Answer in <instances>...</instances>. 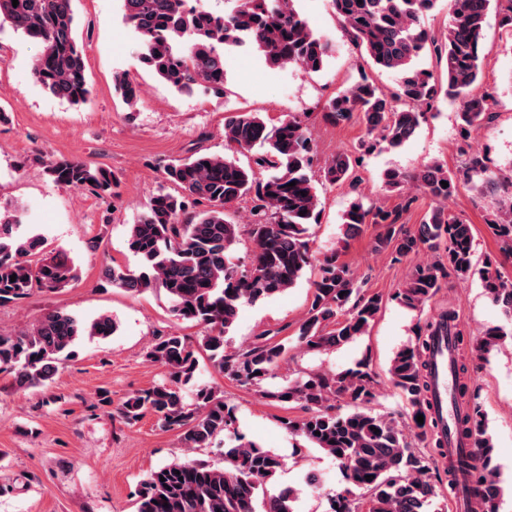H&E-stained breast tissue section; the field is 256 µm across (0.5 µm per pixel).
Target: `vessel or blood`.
I'll list each match as a JSON object with an SVG mask.
<instances>
[{
    "label": "vessel or blood",
    "instance_id": "obj_1",
    "mask_svg": "<svg viewBox=\"0 0 512 512\" xmlns=\"http://www.w3.org/2000/svg\"><path fill=\"white\" fill-rule=\"evenodd\" d=\"M456 324H449L438 336L431 339L428 376L431 382V409L428 417L437 423L444 433L447 452L450 458L464 457L475 459L477 450L469 440L459 438L454 430L455 415L448 408L450 383L452 378V353L454 348Z\"/></svg>",
    "mask_w": 512,
    "mask_h": 512
}]
</instances>
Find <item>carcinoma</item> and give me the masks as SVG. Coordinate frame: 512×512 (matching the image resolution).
<instances>
[{
	"instance_id": "1",
	"label": "carcinoma",
	"mask_w": 512,
	"mask_h": 512,
	"mask_svg": "<svg viewBox=\"0 0 512 512\" xmlns=\"http://www.w3.org/2000/svg\"><path fill=\"white\" fill-rule=\"evenodd\" d=\"M189 2L122 0L123 20L141 42L142 64L179 93L202 86L214 95L224 94L228 47L254 45L274 67L294 64L310 72L320 71L329 56V44L295 9L294 0H234L229 12L217 15ZM435 4L436 0H332L354 44L374 65L398 75L393 94L363 78L326 101L325 122L340 125L356 118L365 126L369 139L361 147L366 152L379 140L391 148L409 141L424 119L422 108L433 107L442 96L458 102L457 126L464 140L493 118L492 96L477 91L488 65L485 31L494 8L500 26L512 30V0H452L441 40L421 25L422 16ZM4 23L41 44L32 66L38 85L72 105L90 100L73 0H18L16 6L12 0H0V25ZM426 49L444 63L443 77L416 65ZM113 85L129 107L137 104L140 86L129 74H115ZM224 147L233 154L254 153L255 167L246 169L232 157L207 152L167 166L165 179L179 194L153 195L129 231L128 249L142 260V267L135 271L116 264L105 269V279L128 293L164 289L176 319L206 329L198 342L178 332L157 338L146 358L167 370L168 381L127 397L116 408L117 416L133 425L152 412L162 428L179 433L182 447L189 451L208 448L216 436L231 431L234 408L225 404L221 393L200 387L190 403L182 394V387L194 377L202 349L224 377L264 399L297 403L309 411L282 425L288 434L324 451L345 473L348 485L328 494L329 502L338 504L331 512H447L442 477H448L452 487L463 471L476 483L475 508L499 512L501 487L479 407L469 406L457 416V431L479 448L477 458L446 465L442 475L435 456L443 455V433L419 423L424 449L413 448L399 422L372 407L374 380L365 363L336 373H308L269 390L263 382L288 356V341L265 332L242 351H226L224 335L243 304L282 294L302 278L312 259L310 226L320 213V199L311 131L301 117L290 115L270 124L258 113L234 112L224 121ZM461 152L467 158L457 172L436 161L412 176L385 172L387 190L402 191L411 181L436 201L417 229L400 223L415 201L406 195L391 210L351 203L343 216L344 236L348 240L361 225L372 222L384 226L377 250L390 247L398 257L423 249L438 253L437 260L416 266L395 294L404 307L424 308L452 273L476 275L490 300L512 322V278L503 266V260L512 258V195L499 203L487 223L500 242V255L480 261L475 260L472 225L448 209L459 182L512 188V175L495 173L480 155L464 148ZM357 164V158L339 153L321 167L320 178L332 185L343 183ZM45 172L59 185L100 197L117 195V177L104 166L58 158L48 162ZM292 181L296 185H290ZM443 181L448 187H442ZM247 197L254 202L249 225L254 249L250 268L242 270L230 254L238 226L227 219L226 209ZM21 226L18 209L0 206V306L36 290L55 292L77 279L67 255L43 254V239L22 234ZM12 275L16 279H10ZM382 306L383 296L358 285L338 253L326 255L312 281V300L297 328V344L309 352L345 345L367 334ZM457 319L451 308L440 312L426 322L415 343L397 351L390 361V380L405 396L414 418L428 417L431 406L428 338ZM115 331L108 315L85 322L65 311H48L27 330L0 332V373L10 374L17 389L45 386L58 364L73 356L79 337L106 338ZM505 336L503 328L488 327L476 342L467 344L463 332H456L455 399L468 394L463 381L467 356L485 357ZM341 397L350 401V412H336V399ZM280 468L273 452L236 435L224 444L220 468L186 458L150 471L137 491L136 512H297L296 489L269 490Z\"/></svg>"
}]
</instances>
